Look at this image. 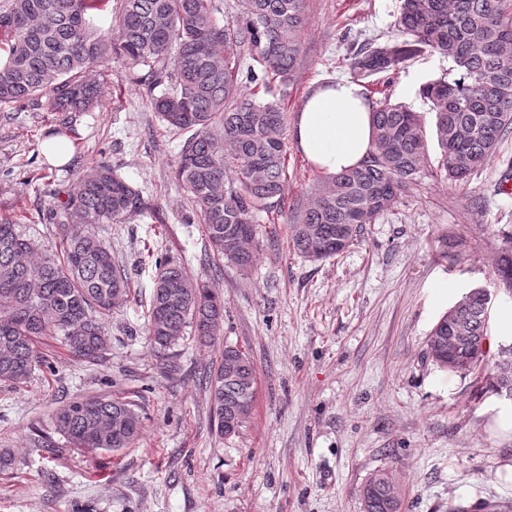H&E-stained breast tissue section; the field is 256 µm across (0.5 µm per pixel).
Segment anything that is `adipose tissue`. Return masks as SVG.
<instances>
[{"instance_id":"adipose-tissue-1","label":"adipose tissue","mask_w":512,"mask_h":512,"mask_svg":"<svg viewBox=\"0 0 512 512\" xmlns=\"http://www.w3.org/2000/svg\"><path fill=\"white\" fill-rule=\"evenodd\" d=\"M292 138L324 174L359 167L373 149L372 108L353 81L325 83L298 112Z\"/></svg>"}]
</instances>
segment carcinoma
<instances>
[{"mask_svg":"<svg viewBox=\"0 0 512 512\" xmlns=\"http://www.w3.org/2000/svg\"><path fill=\"white\" fill-rule=\"evenodd\" d=\"M110 0H0V103L45 98L48 112H89L100 102L97 68L119 57L152 94L164 125L189 132L174 169L189 193L208 243V260L246 274L258 255L256 217L269 213L285 189L288 115L278 103L241 91L243 80L285 88L294 79L305 25V0H240L236 19L221 25L214 0H121L104 32L90 15ZM400 38L368 42L351 67L361 76L391 71L437 52L452 62L453 77L420 88L434 114L441 152L439 172L466 183L494 157L512 128V0H400ZM465 63L458 64L459 59ZM374 148L360 167L328 178L288 225V242L313 261L344 253L393 208L424 172L427 133L422 116L386 99L372 109ZM138 190L99 163L74 192L46 212L54 247L43 248L0 218V383H26L43 364L41 336L61 332L77 359L98 361L109 337L101 318L129 300L126 266L96 234L97 224L123 223L140 211ZM512 291V247L498 260ZM482 292L459 319L443 314L426 341L431 361L448 372L478 370L486 358L491 301ZM224 327V299L208 281L162 256L155 261L147 331L166 351L192 335L214 346ZM470 336L467 350L448 355V337ZM501 349L484 388L498 392ZM235 360L244 380L229 383L224 365ZM256 368L243 350L224 344L207 376L210 409L223 436L238 433L251 416ZM56 430L76 448L95 452L131 447L142 421L120 397L75 398L53 412ZM404 493L393 475L378 470L363 488V512H402Z\"/></svg>","mask_w":512,"mask_h":512,"instance_id":"1","label":"carcinoma"}]
</instances>
